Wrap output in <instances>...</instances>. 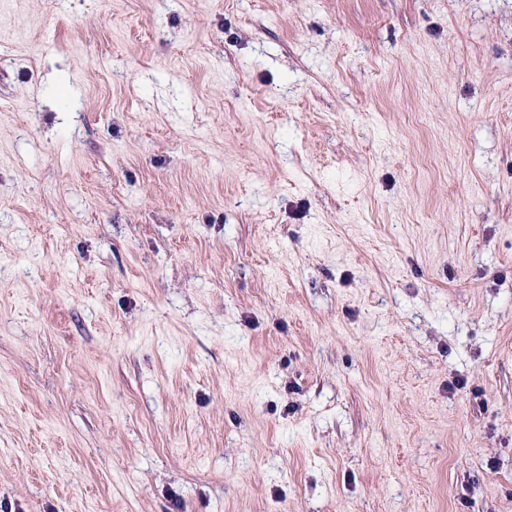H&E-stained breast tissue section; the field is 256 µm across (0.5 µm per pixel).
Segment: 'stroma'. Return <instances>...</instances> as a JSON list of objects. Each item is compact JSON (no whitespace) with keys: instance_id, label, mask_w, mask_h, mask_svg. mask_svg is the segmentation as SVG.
<instances>
[{"instance_id":"stroma-1","label":"stroma","mask_w":512,"mask_h":512,"mask_svg":"<svg viewBox=\"0 0 512 512\" xmlns=\"http://www.w3.org/2000/svg\"><path fill=\"white\" fill-rule=\"evenodd\" d=\"M0 512H512V0H0Z\"/></svg>"}]
</instances>
